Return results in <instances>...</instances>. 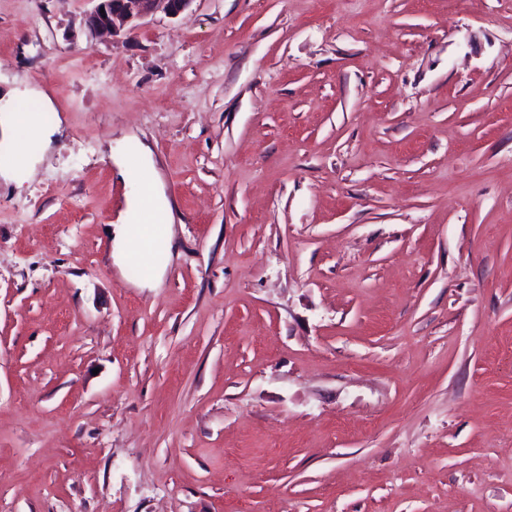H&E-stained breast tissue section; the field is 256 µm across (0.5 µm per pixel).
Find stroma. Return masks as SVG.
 Instances as JSON below:
<instances>
[{"label": "stroma", "mask_w": 512, "mask_h": 512, "mask_svg": "<svg viewBox=\"0 0 512 512\" xmlns=\"http://www.w3.org/2000/svg\"><path fill=\"white\" fill-rule=\"evenodd\" d=\"M92 7L0 0L64 121L0 183V512H512V0ZM94 10L86 16L88 29L95 34H109L112 37L121 30L136 23L159 5L169 15H178L190 7L193 0H95ZM104 8V13H100ZM171 221L172 214L168 203L155 191L151 183L146 193L144 191L143 194L129 197L126 209L119 215L117 223L109 224L112 228V256L115 263L120 267L128 264L134 257H146L141 232L144 224H150V231L160 234L164 247L158 258L150 260V273L143 281L151 282L158 278L171 261Z\"/></svg>", "instance_id": "35a3bbf8"}]
</instances>
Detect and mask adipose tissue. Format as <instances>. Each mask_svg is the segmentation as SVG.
I'll use <instances>...</instances> for the list:
<instances>
[{"instance_id":"obj_1","label":"adipose tissue","mask_w":512,"mask_h":512,"mask_svg":"<svg viewBox=\"0 0 512 512\" xmlns=\"http://www.w3.org/2000/svg\"><path fill=\"white\" fill-rule=\"evenodd\" d=\"M56 128L33 124L18 112L0 114V137L6 142L0 149V177L22 183L34 166L36 159L25 146L30 135H37L43 148H50ZM172 214L164 198L147 187L145 193L129 197L127 206L113 224L112 247L116 264H128L133 258L143 256L141 237L143 227L159 233L164 247L159 257L150 261V278H158L169 266L173 249Z\"/></svg>"}]
</instances>
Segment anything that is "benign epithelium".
<instances>
[{
    "label": "benign epithelium",
    "mask_w": 512,
    "mask_h": 512,
    "mask_svg": "<svg viewBox=\"0 0 512 512\" xmlns=\"http://www.w3.org/2000/svg\"><path fill=\"white\" fill-rule=\"evenodd\" d=\"M192 2L194 0H97L85 23L95 34L117 36L124 27L136 23L159 5L174 16L189 8Z\"/></svg>",
    "instance_id": "1"
}]
</instances>
